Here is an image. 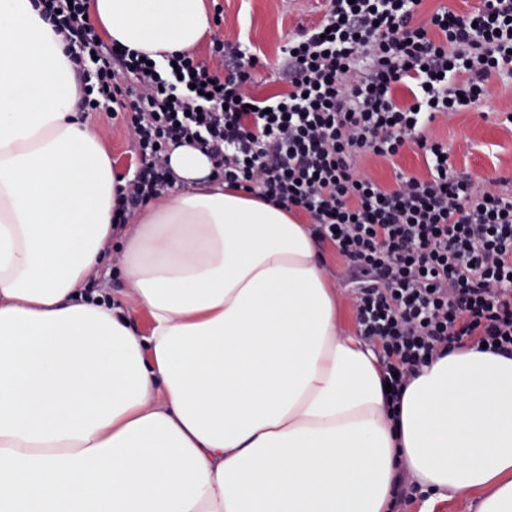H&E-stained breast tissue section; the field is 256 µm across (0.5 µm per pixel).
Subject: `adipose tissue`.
Instances as JSON below:
<instances>
[{
    "instance_id": "obj_1",
    "label": "adipose tissue",
    "mask_w": 512,
    "mask_h": 512,
    "mask_svg": "<svg viewBox=\"0 0 512 512\" xmlns=\"http://www.w3.org/2000/svg\"><path fill=\"white\" fill-rule=\"evenodd\" d=\"M36 2L0 0V512H386L403 473L512 512V355L439 358L387 417L308 225L192 146L179 190L114 226L112 155ZM88 13L153 59L212 32L204 0ZM114 261L133 309L82 295Z\"/></svg>"
}]
</instances>
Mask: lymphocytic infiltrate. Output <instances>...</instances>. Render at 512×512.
<instances>
[{
    "label": "lymphocytic infiltrate",
    "instance_id": "lymphocytic-infiltrate-1",
    "mask_svg": "<svg viewBox=\"0 0 512 512\" xmlns=\"http://www.w3.org/2000/svg\"><path fill=\"white\" fill-rule=\"evenodd\" d=\"M327 0L322 18L280 50L284 91L262 98L260 52L213 37L209 58L164 63L105 45L87 0H41L72 46L79 107L124 127L137 166L113 223L176 187L174 144H191L229 187L306 214L317 243L347 263L356 333L373 344L390 402L419 369L465 346L512 353V178L475 182L429 135L436 119L480 106L512 78V0ZM415 145L426 179L385 186L362 166Z\"/></svg>",
    "mask_w": 512,
    "mask_h": 512
}]
</instances>
